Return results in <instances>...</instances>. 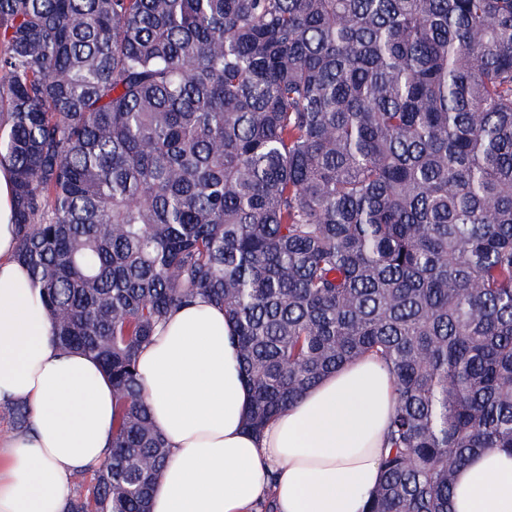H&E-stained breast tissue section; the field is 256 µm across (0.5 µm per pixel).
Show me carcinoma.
<instances>
[{"instance_id": "cac0c4a2", "label": "carcinoma", "mask_w": 512, "mask_h": 512, "mask_svg": "<svg viewBox=\"0 0 512 512\" xmlns=\"http://www.w3.org/2000/svg\"><path fill=\"white\" fill-rule=\"evenodd\" d=\"M0 163L56 344L112 380L67 512H151L138 357L197 299L254 434L388 370L364 512H452L458 468L512 451V0H0Z\"/></svg>"}]
</instances>
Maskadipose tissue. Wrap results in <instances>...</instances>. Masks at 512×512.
Wrapping results in <instances>:
<instances>
[{
  "mask_svg": "<svg viewBox=\"0 0 512 512\" xmlns=\"http://www.w3.org/2000/svg\"><path fill=\"white\" fill-rule=\"evenodd\" d=\"M10 171L0 166V400H21L29 429L0 447V512H65L74 476L112 440L110 379L54 343L53 322L15 259ZM152 422L170 446L152 512H362L380 479L395 402L370 357L322 380L261 435L244 421L246 386L230 325L205 302L180 308L140 354ZM453 512H512V454L474 455L455 478Z\"/></svg>",
  "mask_w": 512,
  "mask_h": 512,
  "instance_id": "obj_1",
  "label": "adipose tissue"
}]
</instances>
